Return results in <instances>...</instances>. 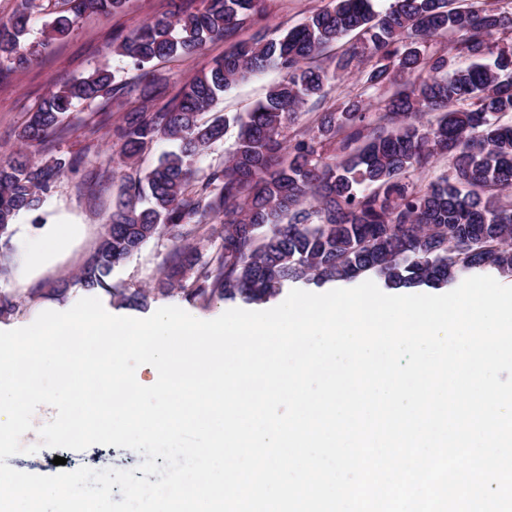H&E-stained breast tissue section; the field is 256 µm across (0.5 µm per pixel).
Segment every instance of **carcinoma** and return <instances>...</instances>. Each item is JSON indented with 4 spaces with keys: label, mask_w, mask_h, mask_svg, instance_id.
I'll list each match as a JSON object with an SVG mask.
<instances>
[{
    "label": "carcinoma",
    "mask_w": 512,
    "mask_h": 512,
    "mask_svg": "<svg viewBox=\"0 0 512 512\" xmlns=\"http://www.w3.org/2000/svg\"><path fill=\"white\" fill-rule=\"evenodd\" d=\"M42 48L83 16L123 11L128 0H52ZM193 12L181 0L141 28L112 39L113 49L140 71L136 83L96 68L52 89L32 110L19 137L41 145L75 104L98 106L162 92L151 75L156 61L191 57L207 43L229 39L261 13L264 0H205ZM330 0L278 37L257 34L231 43L224 56L185 83L165 109L128 112L112 129L125 163L159 139L176 144L157 165L123 185L97 250L76 278L83 289L112 294V304L144 308L148 295L111 281L116 267L150 240L174 242L158 282L189 300L239 299L262 305L289 283L317 286L374 276L390 289L447 286L474 271L512 276V51L493 50L489 37L512 33V8H450L449 0ZM28 0L0 21V81L35 61L25 46ZM358 37L352 55L334 69L315 63L325 48ZM455 43L430 53L435 37ZM364 90L393 91L380 111L362 101L322 113L316 127L283 152L288 129L311 100L343 78L353 62ZM286 73L245 114L233 117L237 140L224 162L201 174V153L224 138L227 118L211 111L232 85L269 68ZM435 117L422 122L423 115ZM436 156L448 170L426 185L405 181ZM86 155L53 164L25 155L0 160V276L14 266L12 225L40 211L65 171ZM212 249L206 261L201 248Z\"/></svg>",
    "instance_id": "cac0c4a2"
}]
</instances>
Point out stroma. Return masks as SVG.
<instances>
[{
    "mask_svg": "<svg viewBox=\"0 0 512 512\" xmlns=\"http://www.w3.org/2000/svg\"><path fill=\"white\" fill-rule=\"evenodd\" d=\"M328 3L329 0H266V14L256 28L242 29L237 37L241 40L249 38L256 30L270 38L278 37L302 22L313 10ZM167 8L168 0H130L122 12L84 17L67 35L54 40L48 50L40 51L28 69L16 71L8 79L0 81V160L10 158L19 150L21 143L18 133L28 112L53 84L84 75L97 66L108 67L119 81H137L138 72L129 60L113 53L112 40L141 26ZM225 47V42L216 41L208 44L199 55L157 62L156 70L163 78L166 89L149 100V108L155 111L170 102L186 81L207 68L213 59L222 56ZM284 77L283 70L270 68L257 77L232 85L217 103V114L232 116L250 111L265 96L268 88L281 82ZM362 92V85L354 76L331 84L321 102L303 107L298 129L315 126L322 112L336 108ZM122 116V111L114 104L98 112L82 105L76 106L66 115L61 132L47 146L35 149V158L47 162L69 157L83 151L87 125L105 122V129L97 134L98 146L95 152L89 154L88 161L90 165L109 168L112 178L107 184L90 190L80 188V177L75 173H65L58 180L53 191L45 198L40 214L51 223L81 225V239L67 256L37 279L27 283L15 273L0 280V290L12 294L19 306L13 316L0 321V328L11 330L27 326L41 312L68 310L85 297V290L75 286L74 281L86 259L96 251L102 240L106 216L112 208L122 178L143 174L156 164L164 152L170 150L169 142L157 141L142 153L135 168L126 167L107 133L108 128L118 124ZM169 248L166 240H151L115 271L114 280L133 288L148 289L150 298L146 308L116 307L112 310L113 315L146 318L158 308L177 306L198 319L210 320L235 308L236 303L232 300L214 298L205 303L191 302L179 293L155 290L154 285ZM59 281L71 284L68 298L63 303L48 298L52 286Z\"/></svg>",
    "mask_w": 512,
    "mask_h": 512,
    "instance_id": "obj_1",
    "label": "stroma"
}]
</instances>
